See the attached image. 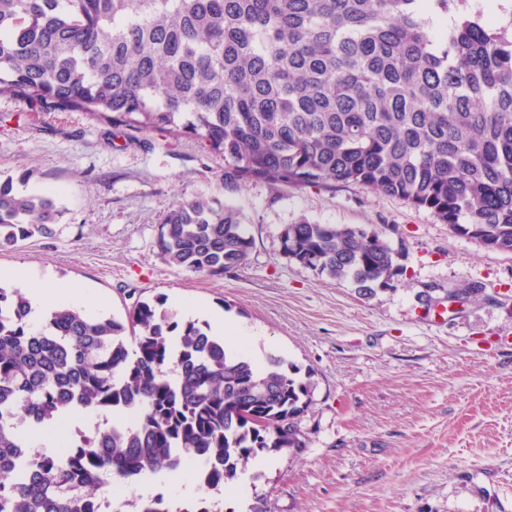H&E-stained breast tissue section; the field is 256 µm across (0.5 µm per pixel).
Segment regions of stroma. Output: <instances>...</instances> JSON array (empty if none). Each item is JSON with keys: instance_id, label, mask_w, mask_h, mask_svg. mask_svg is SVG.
Returning <instances> with one entry per match:
<instances>
[{"instance_id": "obj_1", "label": "stroma", "mask_w": 512, "mask_h": 512, "mask_svg": "<svg viewBox=\"0 0 512 512\" xmlns=\"http://www.w3.org/2000/svg\"><path fill=\"white\" fill-rule=\"evenodd\" d=\"M22 174L59 215L52 234L0 247L1 284L19 287L27 268L79 285L94 316L125 317L141 300L181 322L203 302L242 327L231 349L310 375L305 448L253 460L220 512L266 496L274 512H512V253L359 186L230 190L223 159L191 138L0 97V183ZM197 198L240 211L254 238L243 265L202 276L158 257L165 214ZM303 217L381 231L402 276L365 298L288 262L280 233ZM472 284L482 293L449 307V291Z\"/></svg>"}]
</instances>
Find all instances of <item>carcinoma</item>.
<instances>
[{
    "label": "carcinoma",
    "mask_w": 512,
    "mask_h": 512,
    "mask_svg": "<svg viewBox=\"0 0 512 512\" xmlns=\"http://www.w3.org/2000/svg\"><path fill=\"white\" fill-rule=\"evenodd\" d=\"M512 0H0V97L197 140L224 187L356 185L512 253ZM47 196L0 184V244L52 232ZM292 262L372 295L402 273L376 230L301 219ZM161 259L205 275L242 265L240 214L173 207ZM258 366L205 325L137 302L123 320L62 307L35 328L0 286V512H102L106 482L188 466L207 488L260 453L306 447L311 381ZM119 420L58 453L33 435L62 411ZM136 512L182 509L152 497Z\"/></svg>",
    "instance_id": "cac0c4a2"
}]
</instances>
